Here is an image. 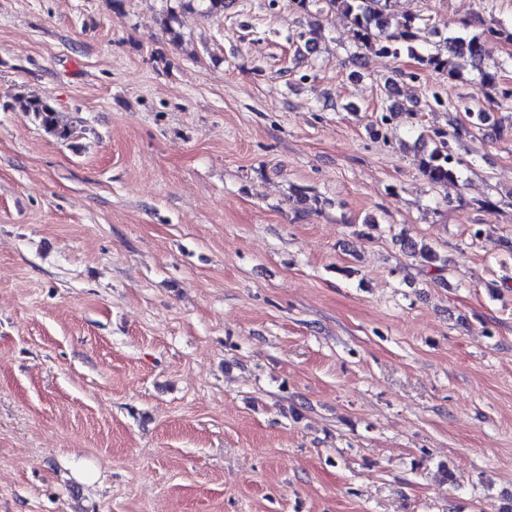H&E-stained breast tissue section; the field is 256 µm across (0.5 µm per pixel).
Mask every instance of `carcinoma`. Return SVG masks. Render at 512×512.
<instances>
[{"label": "carcinoma", "instance_id": "1", "mask_svg": "<svg viewBox=\"0 0 512 512\" xmlns=\"http://www.w3.org/2000/svg\"><path fill=\"white\" fill-rule=\"evenodd\" d=\"M388 0H297V7L303 11L316 7L322 14L326 11L341 13L349 20L355 43L369 51L384 55H398L400 47L405 46L414 58L424 67L442 70L448 78L461 77L462 70L470 67L481 70L485 53L482 36L474 35L469 39H446L448 52L461 60L460 65L449 63L442 53L419 54L413 43L420 39V33L427 30L425 18L413 14L398 20L386 13ZM14 108L37 122L44 131L60 140L70 136L68 127L59 120L58 112L49 103L34 97L20 94L15 98ZM421 169L432 185H445L456 180V169L448 155L447 142L440 140L421 159ZM410 257L426 268L442 269L447 261L440 259L437 252L425 242L406 239Z\"/></svg>", "mask_w": 512, "mask_h": 512}]
</instances>
